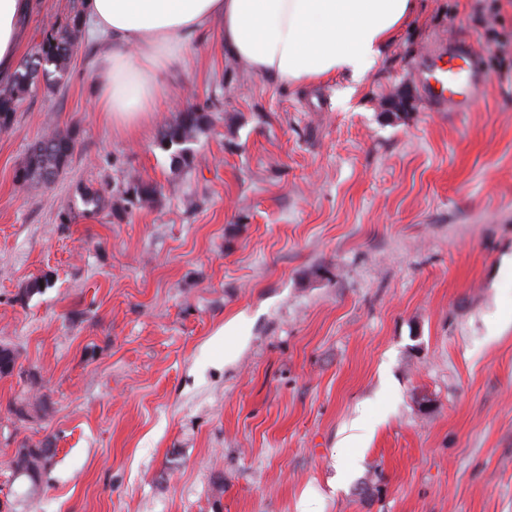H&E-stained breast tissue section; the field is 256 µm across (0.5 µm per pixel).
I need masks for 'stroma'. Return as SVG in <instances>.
Returning a JSON list of instances; mask_svg holds the SVG:
<instances>
[{"label":"stroma","mask_w":512,"mask_h":512,"mask_svg":"<svg viewBox=\"0 0 512 512\" xmlns=\"http://www.w3.org/2000/svg\"><path fill=\"white\" fill-rule=\"evenodd\" d=\"M34 4L24 58L73 8ZM496 4L497 44L479 0H421L356 86H281L205 41L132 136L93 112L79 35L64 87L0 129V343L19 354L0 512H512V0ZM451 38L490 77L468 112L420 87ZM189 106L209 125L177 167L159 140ZM55 129L67 168L24 179ZM132 178L160 194L125 201ZM36 397L18 421L10 403ZM361 415L368 438L344 445ZM47 439L32 494L10 460Z\"/></svg>","instance_id":"1"}]
</instances>
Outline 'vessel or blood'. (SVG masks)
I'll use <instances>...</instances> for the list:
<instances>
[{
  "label": "vessel or blood",
  "mask_w": 512,
  "mask_h": 512,
  "mask_svg": "<svg viewBox=\"0 0 512 512\" xmlns=\"http://www.w3.org/2000/svg\"><path fill=\"white\" fill-rule=\"evenodd\" d=\"M421 78L427 100L451 112L469 111L488 84V74L474 48L456 41L449 42L447 50L428 57Z\"/></svg>",
  "instance_id": "1"
}]
</instances>
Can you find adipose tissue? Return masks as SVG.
<instances>
[{
    "label": "adipose tissue",
    "instance_id": "adipose-tissue-1",
    "mask_svg": "<svg viewBox=\"0 0 512 512\" xmlns=\"http://www.w3.org/2000/svg\"><path fill=\"white\" fill-rule=\"evenodd\" d=\"M417 0H79L104 50L91 71L93 109L131 134L160 111L173 70L210 34L249 73L304 87L359 81L414 17ZM30 0H0V80L10 79Z\"/></svg>",
    "mask_w": 512,
    "mask_h": 512
}]
</instances>
